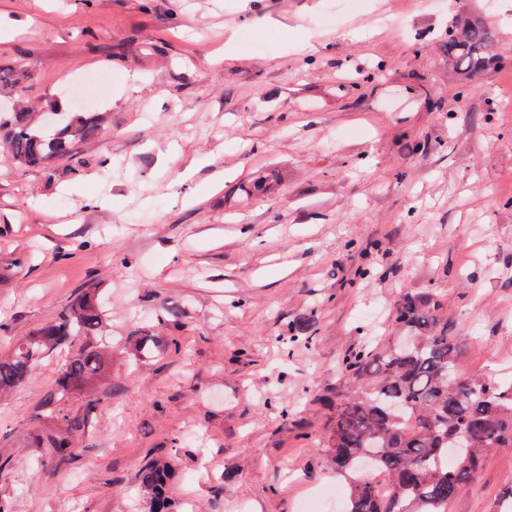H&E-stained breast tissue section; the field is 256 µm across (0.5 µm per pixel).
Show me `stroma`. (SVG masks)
<instances>
[{"mask_svg": "<svg viewBox=\"0 0 512 512\" xmlns=\"http://www.w3.org/2000/svg\"><path fill=\"white\" fill-rule=\"evenodd\" d=\"M435 2L0 0L27 110L84 87L102 118L68 158L0 154V357L87 288L103 308L0 396V512H149L151 460L173 512H295L337 482L343 359L410 290L441 294L461 375L512 383V54L462 81L447 53L470 15L512 45V0ZM95 347L98 381L61 392ZM509 487L490 451L448 512ZM171 468L158 461L146 463L140 472V485L150 494V512H169L171 502L168 490Z\"/></svg>", "mask_w": 512, "mask_h": 512, "instance_id": "35a3bbf8", "label": "stroma"}]
</instances>
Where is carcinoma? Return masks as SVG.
Wrapping results in <instances>:
<instances>
[{"mask_svg":"<svg viewBox=\"0 0 512 512\" xmlns=\"http://www.w3.org/2000/svg\"><path fill=\"white\" fill-rule=\"evenodd\" d=\"M498 63L493 39L478 20L455 25L448 38V65L470 76ZM24 74L0 70V89L19 88ZM12 161L41 167L95 137L99 117L89 112L43 124L33 112H0ZM103 311L95 290L83 293L58 320L17 341L0 359V393L26 380L35 362L75 336L97 333ZM416 344L378 348L374 337L342 363L346 382L367 380L336 404L327 448L336 476L348 488L346 512H448V505L482 470L486 454L512 448V385L465 377L458 372L461 348L448 331L440 297L407 291L393 316ZM105 355L89 350L66 364L61 387L98 378ZM454 455L453 467L445 465ZM171 468L150 461L140 485L150 494V512H170Z\"/></svg>","mask_w":512,"mask_h":512,"instance_id":"carcinoma-1","label":"carcinoma"}]
</instances>
